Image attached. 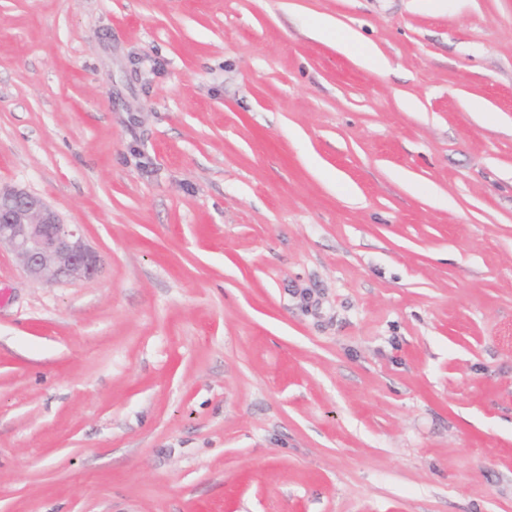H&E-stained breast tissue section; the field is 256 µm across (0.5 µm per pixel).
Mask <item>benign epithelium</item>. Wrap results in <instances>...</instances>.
Wrapping results in <instances>:
<instances>
[{
  "instance_id": "7a95c632",
  "label": "benign epithelium",
  "mask_w": 512,
  "mask_h": 512,
  "mask_svg": "<svg viewBox=\"0 0 512 512\" xmlns=\"http://www.w3.org/2000/svg\"><path fill=\"white\" fill-rule=\"evenodd\" d=\"M9 248L35 282H76L100 271L98 253L78 224H66L43 198L21 186L0 187V248Z\"/></svg>"
}]
</instances>
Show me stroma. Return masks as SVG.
<instances>
[{"instance_id":"35a3bbf8","label":"stroma","mask_w":512,"mask_h":512,"mask_svg":"<svg viewBox=\"0 0 512 512\" xmlns=\"http://www.w3.org/2000/svg\"><path fill=\"white\" fill-rule=\"evenodd\" d=\"M1 185L0 512H512V0H0ZM8 247L35 282H76L100 271L98 253L78 224H65L43 198L21 186L0 187V249Z\"/></svg>"}]
</instances>
